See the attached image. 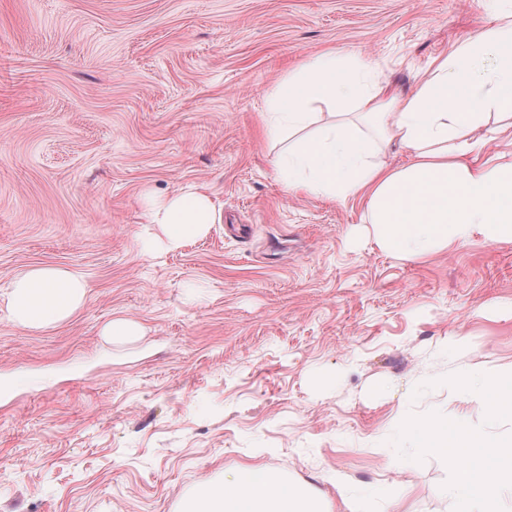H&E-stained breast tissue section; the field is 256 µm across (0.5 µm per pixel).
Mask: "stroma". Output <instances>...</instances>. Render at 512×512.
Masks as SVG:
<instances>
[{
    "mask_svg": "<svg viewBox=\"0 0 512 512\" xmlns=\"http://www.w3.org/2000/svg\"><path fill=\"white\" fill-rule=\"evenodd\" d=\"M486 15L473 0H0V287L89 288L67 322L0 317V512H181L245 464L325 512H456L411 422L512 437V241L402 259L364 205L287 191L259 114L329 51L410 92ZM192 186L201 238L146 254L151 202ZM139 335L107 341L111 320ZM344 490H337L336 475ZM494 385L480 375H471L460 380V392L467 397L487 398L494 394Z\"/></svg>",
    "mask_w": 512,
    "mask_h": 512,
    "instance_id": "obj_1",
    "label": "stroma"
}]
</instances>
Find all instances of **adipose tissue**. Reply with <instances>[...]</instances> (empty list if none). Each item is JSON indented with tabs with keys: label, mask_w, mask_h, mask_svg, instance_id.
I'll list each match as a JSON object with an SVG mask.
<instances>
[{
	"label": "adipose tissue",
	"mask_w": 512,
	"mask_h": 512,
	"mask_svg": "<svg viewBox=\"0 0 512 512\" xmlns=\"http://www.w3.org/2000/svg\"><path fill=\"white\" fill-rule=\"evenodd\" d=\"M478 3L485 30L435 58L409 93L331 53L289 71L261 114L282 145L275 165L286 188L362 199L374 240L405 258L475 235L512 240V154L483 156L490 140L512 142V0ZM318 104L334 109L335 119L319 121ZM393 145L406 156L395 167L380 159ZM214 219L206 194L177 191L149 209L143 245L179 248ZM87 288L77 271L33 267L9 280L0 311L18 327L40 330L68 320ZM413 428L427 451L447 461L457 512H500L512 488L511 446L484 441L465 421L455 423L452 443L434 423ZM182 512L321 509L280 472L244 465L228 481L201 486Z\"/></svg>",
	"instance_id": "obj_1"
}]
</instances>
